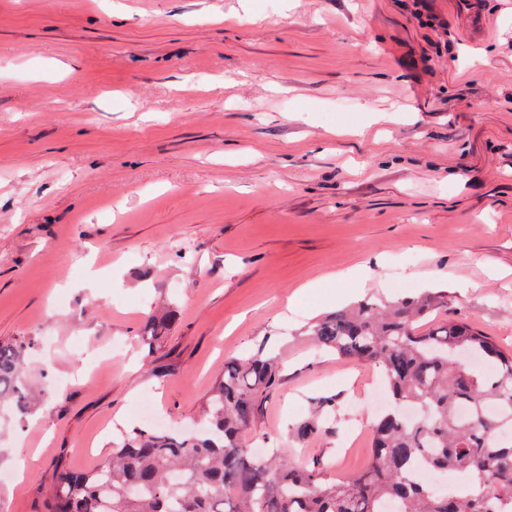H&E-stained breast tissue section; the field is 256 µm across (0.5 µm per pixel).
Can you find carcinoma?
Masks as SVG:
<instances>
[{
  "label": "carcinoma",
  "instance_id": "obj_1",
  "mask_svg": "<svg viewBox=\"0 0 512 512\" xmlns=\"http://www.w3.org/2000/svg\"><path fill=\"white\" fill-rule=\"evenodd\" d=\"M448 295L426 291L395 302L366 300L308 326L322 350L379 369L390 397L419 413L388 409L371 433L368 467L350 480L328 475L318 458L255 456L246 440L266 399L278 388L277 358L258 348L224 361L192 432L133 429L112 442V457L91 470H61L48 512H500L512 503V353L465 322L444 317ZM176 313L149 326L162 338ZM33 342L0 345V404L24 425L31 393L24 372ZM490 362L493 370L479 366ZM336 414L325 398L292 424L299 441ZM464 477L440 493L415 472Z\"/></svg>",
  "mask_w": 512,
  "mask_h": 512
}]
</instances>
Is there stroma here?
I'll use <instances>...</instances> for the list:
<instances>
[{"mask_svg": "<svg viewBox=\"0 0 512 512\" xmlns=\"http://www.w3.org/2000/svg\"><path fill=\"white\" fill-rule=\"evenodd\" d=\"M341 290L447 291L512 351V0H0V342L55 380L0 429L1 470L32 459L0 512H45L145 397L189 427L262 344L282 380L251 446L364 471L383 380L299 334ZM323 396L335 420L293 441Z\"/></svg>", "mask_w": 512, "mask_h": 512, "instance_id": "35a3bbf8", "label": "stroma"}]
</instances>
